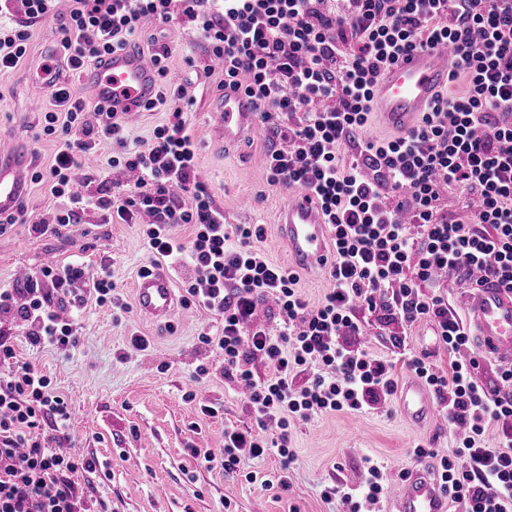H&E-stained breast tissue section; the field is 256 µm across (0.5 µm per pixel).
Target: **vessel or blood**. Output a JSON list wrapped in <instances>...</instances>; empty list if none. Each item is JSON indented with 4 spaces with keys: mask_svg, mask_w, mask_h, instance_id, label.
I'll return each mask as SVG.
<instances>
[{
    "mask_svg": "<svg viewBox=\"0 0 512 512\" xmlns=\"http://www.w3.org/2000/svg\"><path fill=\"white\" fill-rule=\"evenodd\" d=\"M449 80L448 48L435 45L408 51L381 71L371 87V107L379 123L407 133L423 113L431 111L437 94ZM153 67L136 46L113 52L106 63L87 72L85 96L112 108L123 117H134L156 89ZM212 132L217 144L234 143L251 134L259 123L254 101L242 86L228 85L211 100ZM31 158L27 152L0 153V216L17 214L24 190V174ZM284 242L295 267L327 268L329 250L326 218L320 204L304 190L292 191L280 212ZM463 298L464 322L477 350L485 357L512 362V290L495 277L471 274ZM139 312L155 321H171L176 301L173 278L156 268L135 280ZM398 411L422 430L444 422L434 396L422 384L410 381L397 392ZM387 497L394 512H448V499L431 472L413 467L402 483L389 485Z\"/></svg>",
    "mask_w": 512,
    "mask_h": 512,
    "instance_id": "b4317fda",
    "label": "vessel or blood"
}]
</instances>
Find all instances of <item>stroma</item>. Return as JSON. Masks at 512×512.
<instances>
[{"label":"stroma","instance_id":"1","mask_svg":"<svg viewBox=\"0 0 512 512\" xmlns=\"http://www.w3.org/2000/svg\"><path fill=\"white\" fill-rule=\"evenodd\" d=\"M168 38L169 73L183 81L193 102L187 120L198 144L199 176L223 204L227 222L262 225L260 246L267 258L287 265L277 216L289 192L269 187L264 168L252 162L267 149V131L256 129L238 146L212 150L206 99L216 84L204 74L210 57L182 20L169 24ZM57 42L53 18L37 21L27 58L0 72V147L25 142L35 170L49 167L56 151L52 138L42 133L43 115L54 110L55 102L47 88L32 82L31 73ZM261 195L266 198L262 204L257 201ZM76 259L91 269L107 260L127 310L92 301L76 314L59 305L63 317L77 320L78 342L67 350L31 346L23 323L12 318L0 327L11 333L17 361L39 365L68 399L71 420L63 450L108 462L107 471L72 475L76 484L90 489L93 512L103 505L109 512H337L321 499V489L360 482L366 476V459L384 466L390 481L398 483L414 464L408 448L422 444L442 455L456 446L459 435L448 424L421 433L389 400L365 412L291 422L295 459L287 488H264L245 479L246 472L278 468L279 458L273 454L246 461L237 473L207 467L193 457V449L223 447L225 424H252L242 388L224 377L222 355L199 341L200 333L216 328L215 316L182 306L170 323L145 319L135 306L133 290L142 267L150 263L141 227L106 224L94 214L58 238L30 237L20 224L0 234V288L24 283L46 262L65 265ZM137 335L150 340L148 349L132 345ZM201 364L209 374L198 386L193 375ZM196 386L200 400L188 399ZM204 402L216 407V415L201 411Z\"/></svg>","mask_w":512,"mask_h":512}]
</instances>
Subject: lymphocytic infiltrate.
Here are the masks:
<instances>
[{"instance_id": "obj_1", "label": "lymphocytic infiltrate", "mask_w": 512, "mask_h": 512, "mask_svg": "<svg viewBox=\"0 0 512 512\" xmlns=\"http://www.w3.org/2000/svg\"><path fill=\"white\" fill-rule=\"evenodd\" d=\"M0 0V70L16 67L30 47V22L54 16L65 66L80 73L101 66L126 46L144 19L159 29L182 18L220 61V84L247 76L260 122L270 134L266 177L275 188H299L319 201L331 232L330 291L312 306L298 291L295 272L271 263L259 243V224H228L224 209L197 172V143L188 131L184 86L162 88L146 110L165 107L166 122L146 143L111 111L92 107L67 84L52 87L56 111L45 113L43 133L55 139L46 183L57 206L50 220L26 225L30 236L58 235L94 213L105 223L143 221L153 258L186 266V305L220 317L219 332L200 341L224 357V373L245 387L254 419L248 428L224 429L223 448L203 460L236 472L243 458L277 455L278 473L246 474L249 482L287 487L294 451V420L340 411L358 412L389 399L397 385L395 364L357 343L362 315L399 325L390 342L406 348L407 330L432 322L449 352L469 337L448 305L443 270L478 268L512 289V0H353L351 12L318 8L315 0H19L24 21ZM447 44L451 76L463 79L460 95H437L416 128L387 141L364 136L371 114V85L381 69L406 51ZM111 142L102 168L135 173L123 192L74 191L72 174L83 156ZM458 189L481 204L457 219L438 214L444 192ZM412 220H399L403 209ZM191 229L182 240L177 228ZM64 299L82 309L89 300L123 307L109 265L91 272L79 262L46 265L24 285L0 289V316L27 327L31 345L65 348L75 341L74 322L55 305ZM279 306L281 324L269 330L254 319L267 299ZM14 349L0 330V512H85V489L70 473L96 472V457L75 461L57 452L71 416L67 400L31 363H13ZM269 370L257 378L254 363ZM409 370L444 405L450 425L465 435L441 456L442 489L464 512H512V364L500 366L498 385L479 377L481 360L455 358L448 369L415 355ZM310 371L303 385L298 373ZM52 424L53 438L41 432ZM500 424L497 446L485 444ZM275 436H268L269 426ZM360 485L327 486L325 502L346 512H375L389 479L367 464Z\"/></svg>"}]
</instances>
